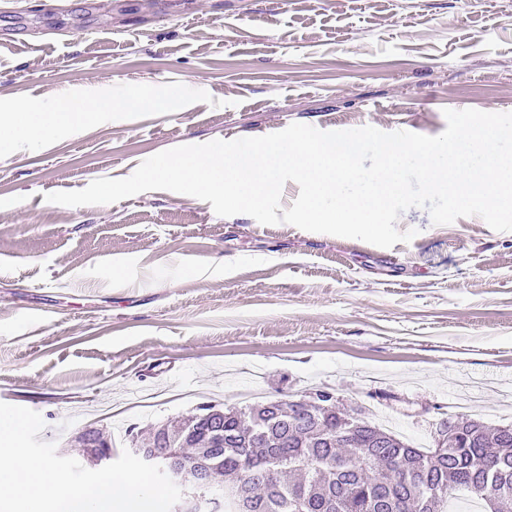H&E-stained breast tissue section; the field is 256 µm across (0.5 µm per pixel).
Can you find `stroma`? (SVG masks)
Returning <instances> with one entry per match:
<instances>
[{
    "instance_id": "stroma-1",
    "label": "stroma",
    "mask_w": 512,
    "mask_h": 512,
    "mask_svg": "<svg viewBox=\"0 0 512 512\" xmlns=\"http://www.w3.org/2000/svg\"><path fill=\"white\" fill-rule=\"evenodd\" d=\"M171 90L162 112L0 149V402L67 456L89 426L137 433L206 403L325 387L433 445L461 403L512 422V232L405 211L407 243L217 216L154 190L68 207L45 194L129 176L183 144L302 123L426 136L444 109L512 112V0H11L0 113ZM151 396L143 405L141 397Z\"/></svg>"
}]
</instances>
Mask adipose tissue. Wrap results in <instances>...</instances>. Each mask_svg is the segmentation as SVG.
Instances as JSON below:
<instances>
[{
	"label": "adipose tissue",
	"instance_id": "adipose-tissue-1",
	"mask_svg": "<svg viewBox=\"0 0 512 512\" xmlns=\"http://www.w3.org/2000/svg\"><path fill=\"white\" fill-rule=\"evenodd\" d=\"M165 103V97L148 93L71 97L47 107L19 103L10 112L0 115V145L13 146L36 134L47 136L63 127L100 122L114 112L158 109Z\"/></svg>",
	"mask_w": 512,
	"mask_h": 512
}]
</instances>
